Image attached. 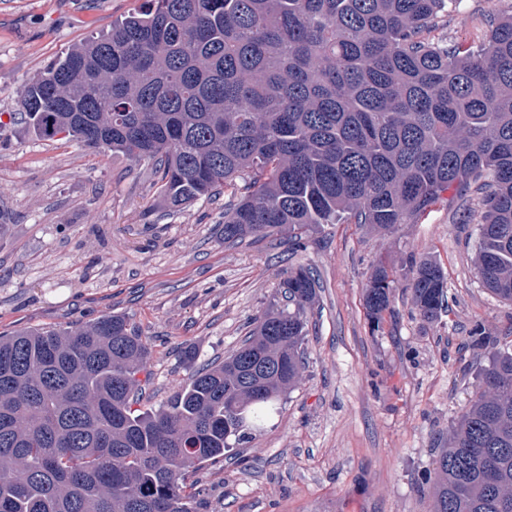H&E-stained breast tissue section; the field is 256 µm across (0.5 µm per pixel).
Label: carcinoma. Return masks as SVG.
<instances>
[{"label":"carcinoma","mask_w":512,"mask_h":512,"mask_svg":"<svg viewBox=\"0 0 512 512\" xmlns=\"http://www.w3.org/2000/svg\"><path fill=\"white\" fill-rule=\"evenodd\" d=\"M448 0H145L25 87L40 138L151 161L177 210L231 190L224 242L352 220L411 224L452 188L482 191L476 255L512 302V16L486 21L475 53L425 33ZM419 315L447 279L412 262ZM365 293L378 324L393 296ZM320 283L288 271L282 294L224 360L164 407L133 408L148 344L105 314L85 327L0 336V512H192L195 469L232 451L298 382ZM436 459L432 512H512V352Z\"/></svg>","instance_id":"carcinoma-1"}]
</instances>
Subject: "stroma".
I'll return each instance as SVG.
<instances>
[{"label":"stroma","instance_id":"obj_1","mask_svg":"<svg viewBox=\"0 0 512 512\" xmlns=\"http://www.w3.org/2000/svg\"><path fill=\"white\" fill-rule=\"evenodd\" d=\"M142 2L0 0V335L124 315L150 340L139 406L154 410L194 365L239 345L290 268L311 267L321 290L300 380L248 442L195 474L198 512H431L420 477L482 391L494 348H512V302L475 267L479 194L447 191L386 234L349 220L305 229L303 250L285 230L230 246L223 199L169 212L146 163L35 137L26 83ZM491 16H512V0H450L428 38L476 49ZM413 256L447 276L432 322L412 303ZM381 264L394 292L375 326L365 292ZM477 323L492 347L471 346Z\"/></svg>","mask_w":512,"mask_h":512}]
</instances>
